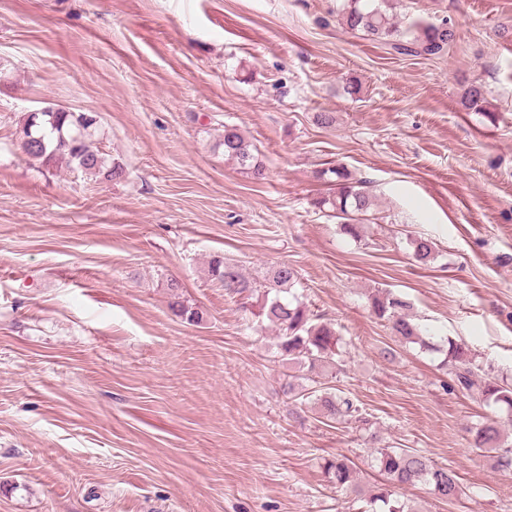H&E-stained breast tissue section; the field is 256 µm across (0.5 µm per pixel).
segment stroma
Wrapping results in <instances>:
<instances>
[{"instance_id":"1","label":"stroma","mask_w":512,"mask_h":512,"mask_svg":"<svg viewBox=\"0 0 512 512\" xmlns=\"http://www.w3.org/2000/svg\"><path fill=\"white\" fill-rule=\"evenodd\" d=\"M335 6L0 0V512H349L322 468L338 454L379 482L364 432L289 415L275 329L211 280L216 255L254 276L295 266L346 343L327 385L390 445L458 473L459 504L420 483L399 492L407 512H512V471L466 432L493 419L512 437L506 408L449 392L443 353L368 304L402 296L512 379V0H416L408 20L457 30L433 59L345 32ZM472 84L485 111L461 105ZM47 106L95 114L126 178L32 165L18 131ZM228 124L265 179L225 162ZM338 163L377 200L367 242L322 204L316 173ZM173 278L200 324L172 314Z\"/></svg>"}]
</instances>
